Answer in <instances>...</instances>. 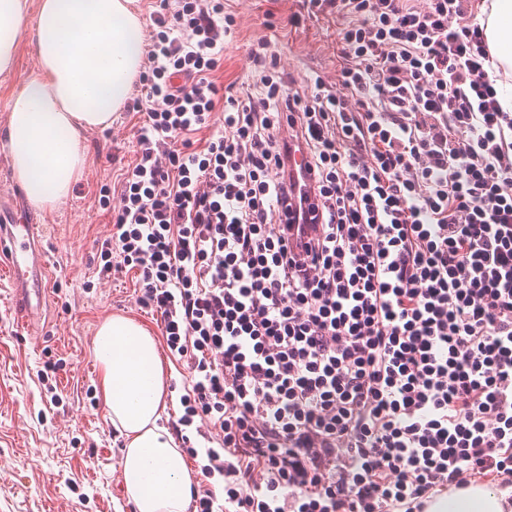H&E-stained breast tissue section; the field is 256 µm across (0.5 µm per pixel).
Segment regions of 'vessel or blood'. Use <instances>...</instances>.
Returning a JSON list of instances; mask_svg holds the SVG:
<instances>
[{"label":"vessel or blood","mask_w":512,"mask_h":512,"mask_svg":"<svg viewBox=\"0 0 512 512\" xmlns=\"http://www.w3.org/2000/svg\"><path fill=\"white\" fill-rule=\"evenodd\" d=\"M39 227L10 218L0 224V275L14 289L15 306L25 322H33L48 291Z\"/></svg>","instance_id":"vessel-or-blood-1"}]
</instances>
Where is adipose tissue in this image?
I'll use <instances>...</instances> for the list:
<instances>
[{
    "instance_id": "1",
    "label": "adipose tissue",
    "mask_w": 512,
    "mask_h": 512,
    "mask_svg": "<svg viewBox=\"0 0 512 512\" xmlns=\"http://www.w3.org/2000/svg\"><path fill=\"white\" fill-rule=\"evenodd\" d=\"M482 13L490 70L504 74L501 104L512 113V0H486ZM30 17L37 68L9 94L0 150L28 202L52 209L83 172L86 133L110 125L143 71L145 27L136 0H0V74L13 70ZM94 354L104 405L124 440L127 501L134 512H187L198 479L162 423L168 383L155 337L115 315L99 325ZM427 512H512V485L473 482L432 499Z\"/></svg>"
}]
</instances>
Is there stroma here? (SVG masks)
Returning <instances> with one entry per match:
<instances>
[{"instance_id":"35a3bbf8","label":"stroma","mask_w":512,"mask_h":512,"mask_svg":"<svg viewBox=\"0 0 512 512\" xmlns=\"http://www.w3.org/2000/svg\"><path fill=\"white\" fill-rule=\"evenodd\" d=\"M237 19L232 43L217 73L219 82L250 93L248 50L271 38L281 65L296 86L312 74L334 79L341 63L335 17L306 18L300 0H224ZM298 25H291L293 15ZM32 31L19 40L12 73L0 75V125L7 93L36 68ZM141 115L121 109L105 129L88 133L87 166L65 203L52 210L29 204L0 154V205L20 220L42 225L50 292L40 320L17 321L8 287L0 285V512H134L121 493L122 438L98 391L92 354L99 324L127 315L152 334L160 317L136 301L133 273L99 280L97 241L111 228V209L100 189L117 183L135 159ZM64 361L56 393L37 378L46 364Z\"/></svg>"}]
</instances>
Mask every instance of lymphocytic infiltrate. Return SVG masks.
Returning a JSON list of instances; mask_svg holds the SVG:
<instances>
[{"label": "lymphocytic infiltrate", "instance_id": "lymphocytic-infiltrate-1", "mask_svg": "<svg viewBox=\"0 0 512 512\" xmlns=\"http://www.w3.org/2000/svg\"><path fill=\"white\" fill-rule=\"evenodd\" d=\"M475 0H309L335 81L219 86L224 0H160L100 278L127 271L190 375L193 512H424L512 483V114ZM314 176L297 190L283 158Z\"/></svg>", "mask_w": 512, "mask_h": 512}]
</instances>
